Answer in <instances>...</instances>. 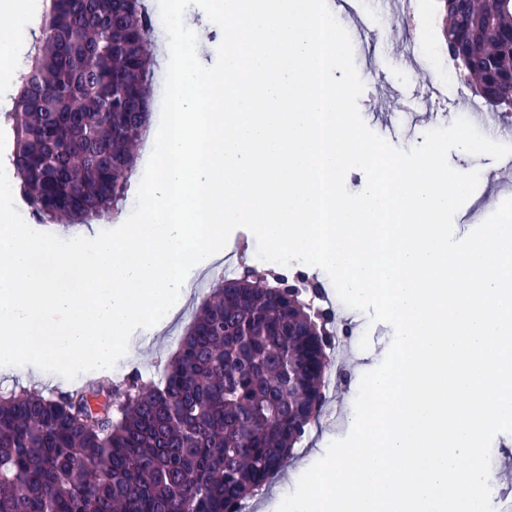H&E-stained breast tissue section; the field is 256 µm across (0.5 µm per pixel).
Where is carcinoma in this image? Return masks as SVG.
Returning <instances> with one entry per match:
<instances>
[{
	"instance_id": "carcinoma-1",
	"label": "carcinoma",
	"mask_w": 512,
	"mask_h": 512,
	"mask_svg": "<svg viewBox=\"0 0 512 512\" xmlns=\"http://www.w3.org/2000/svg\"><path fill=\"white\" fill-rule=\"evenodd\" d=\"M466 82L507 61L512 0H444ZM43 48L11 113L12 166L45 224L107 220L127 198L146 134L150 22L142 0H53ZM329 358L307 316L255 280L202 293L160 383L133 379L98 422L90 386L0 398V512H226L282 467L306 433L307 394Z\"/></svg>"
}]
</instances>
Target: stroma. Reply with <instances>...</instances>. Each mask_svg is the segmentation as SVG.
Here are the masks:
<instances>
[{"label": "stroma", "instance_id": "stroma-1", "mask_svg": "<svg viewBox=\"0 0 512 512\" xmlns=\"http://www.w3.org/2000/svg\"><path fill=\"white\" fill-rule=\"evenodd\" d=\"M410 8L420 24L409 34L396 25L385 0H362L356 19L367 20L369 31L365 38V52L354 55L358 74L365 84L359 100L361 117H368L374 112L391 113L392 126L385 138L393 146L405 150L422 144L424 133L435 128L432 112L469 96L463 81L443 78L438 74L439 63L448 59L440 0H411ZM356 19H345L344 27L348 33H356ZM184 22L197 35L199 60L205 66L214 65L222 40L221 30L196 6L185 11ZM408 54L416 60V68L402 66L401 60ZM377 71L384 75V83L375 82L373 74ZM306 273L311 288L303 292V299L320 295L319 309L325 319L346 324L351 329L350 344L343 349L346 381L324 390L328 407L341 410L342 416L311 425L288 456L290 464L301 462L309 466L324 455L331 441L350 433L348 414L354 406L355 386L364 373L376 368L378 361L383 360L393 339V329L385 323H370L366 314L344 305L322 269L310 266ZM197 299V294H190L180 315L163 331L153 334L136 330L126 354L113 368L82 374L74 382L59 379L55 393L70 391L75 383L84 387L105 377L115 382L132 375L160 380Z\"/></svg>", "mask_w": 512, "mask_h": 512}]
</instances>
